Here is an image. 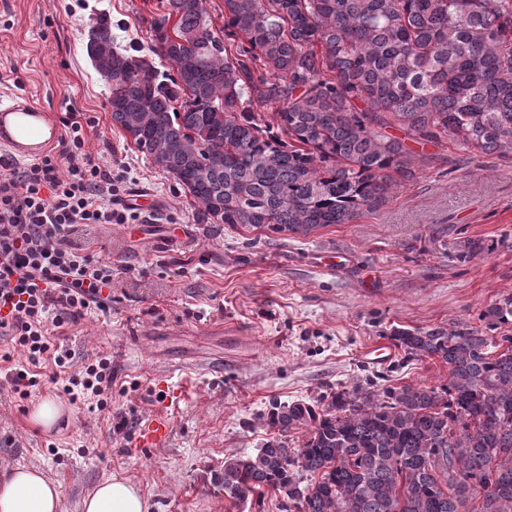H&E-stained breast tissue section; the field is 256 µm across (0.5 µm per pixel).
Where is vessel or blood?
Instances as JSON below:
<instances>
[{"instance_id":"vessel-or-blood-1","label":"vessel or blood","mask_w":512,"mask_h":512,"mask_svg":"<svg viewBox=\"0 0 512 512\" xmlns=\"http://www.w3.org/2000/svg\"><path fill=\"white\" fill-rule=\"evenodd\" d=\"M60 126L53 112L20 94L0 92V152L14 163L41 158L58 141ZM167 416L156 415L143 429L140 441L161 445L170 437Z\"/></svg>"}]
</instances>
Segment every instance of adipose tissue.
Masks as SVG:
<instances>
[{"instance_id": "adipose-tissue-1", "label": "adipose tissue", "mask_w": 512, "mask_h": 512, "mask_svg": "<svg viewBox=\"0 0 512 512\" xmlns=\"http://www.w3.org/2000/svg\"><path fill=\"white\" fill-rule=\"evenodd\" d=\"M79 512H148L139 486L108 475L82 497ZM0 512H63L59 484L44 471L17 466L0 477Z\"/></svg>"}]
</instances>
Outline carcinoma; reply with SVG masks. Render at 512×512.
<instances>
[{
  "label": "carcinoma",
  "instance_id": "carcinoma-1",
  "mask_svg": "<svg viewBox=\"0 0 512 512\" xmlns=\"http://www.w3.org/2000/svg\"><path fill=\"white\" fill-rule=\"evenodd\" d=\"M163 7L149 52L176 74L127 53L105 16L94 69L112 121L207 220L304 236L349 224L434 158L406 139L512 163V0H224L220 28L204 0ZM479 321L394 331L448 364L440 388L344 386L322 414L272 405L277 436L224 462V494L291 500L300 485L299 512H512V335H489L512 327V295Z\"/></svg>",
  "mask_w": 512,
  "mask_h": 512
}]
</instances>
